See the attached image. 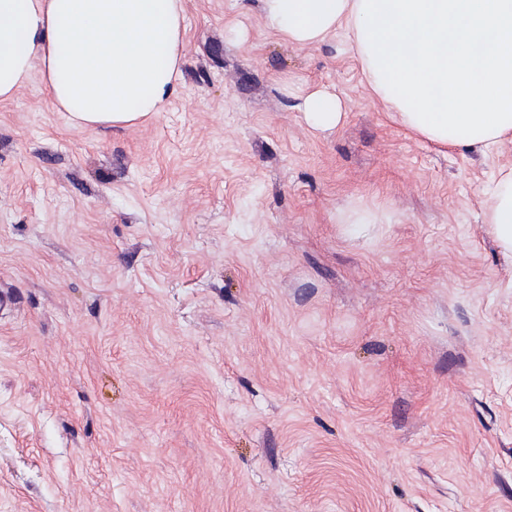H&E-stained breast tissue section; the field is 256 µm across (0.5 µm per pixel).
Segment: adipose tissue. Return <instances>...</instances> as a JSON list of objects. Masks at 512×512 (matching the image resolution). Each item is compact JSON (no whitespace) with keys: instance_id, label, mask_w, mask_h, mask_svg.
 I'll return each instance as SVG.
<instances>
[{"instance_id":"1","label":"adipose tissue","mask_w":512,"mask_h":512,"mask_svg":"<svg viewBox=\"0 0 512 512\" xmlns=\"http://www.w3.org/2000/svg\"><path fill=\"white\" fill-rule=\"evenodd\" d=\"M286 41L314 45L349 27L373 91L401 123L449 148L512 142V0H264ZM183 0H0V102L41 64L51 103L83 126L163 111L183 44ZM307 122L343 107L318 90ZM488 230L512 257V168L490 193Z\"/></svg>"}]
</instances>
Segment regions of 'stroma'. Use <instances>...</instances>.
I'll list each match as a JSON object with an SVG mask.
<instances>
[{"instance_id": "obj_1", "label": "stroma", "mask_w": 512, "mask_h": 512, "mask_svg": "<svg viewBox=\"0 0 512 512\" xmlns=\"http://www.w3.org/2000/svg\"><path fill=\"white\" fill-rule=\"evenodd\" d=\"M183 6L153 119L73 125L37 67L0 103V512H512V144L409 132L262 0ZM303 112L311 126L330 129L339 123L343 107L335 94L318 90L306 97L303 103ZM488 230L506 257H512V168L502 174L490 193Z\"/></svg>"}]
</instances>
